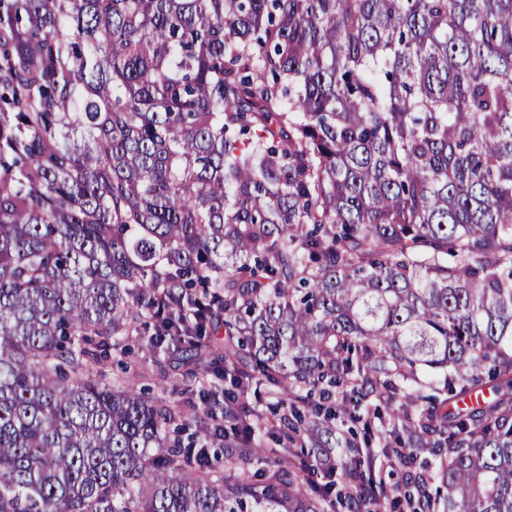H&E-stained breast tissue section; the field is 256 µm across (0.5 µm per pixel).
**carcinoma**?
I'll list each match as a JSON object with an SVG mask.
<instances>
[{
    "label": "carcinoma",
    "instance_id": "1",
    "mask_svg": "<svg viewBox=\"0 0 512 512\" xmlns=\"http://www.w3.org/2000/svg\"><path fill=\"white\" fill-rule=\"evenodd\" d=\"M0 103V512H379L403 385L409 512H512V0H0ZM215 305L196 424L94 377ZM424 457H427V466L424 464ZM390 471L391 466L388 459L381 454L375 456L372 475H377V477L381 478L388 487H395L397 483L402 487L407 480L414 481L418 477L423 478L430 476L434 478V481H431L430 484L433 488L439 484L437 461L429 457L427 454H421L416 463L410 465L408 468L399 466L395 468L393 473H390Z\"/></svg>",
    "mask_w": 512,
    "mask_h": 512
}]
</instances>
